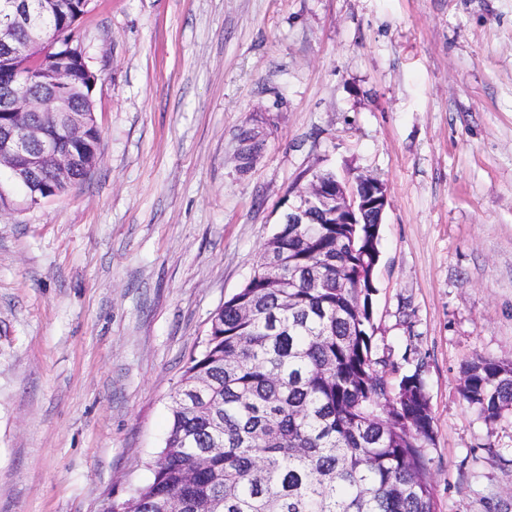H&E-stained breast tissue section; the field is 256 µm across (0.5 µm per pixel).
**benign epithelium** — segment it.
<instances>
[{"label": "benign epithelium", "mask_w": 512, "mask_h": 512, "mask_svg": "<svg viewBox=\"0 0 512 512\" xmlns=\"http://www.w3.org/2000/svg\"><path fill=\"white\" fill-rule=\"evenodd\" d=\"M27 10V0H5L3 13L7 21L0 24V73L16 79L19 70L29 67L31 71L25 80L35 82V89L26 94L11 88L0 93V112L15 116L14 124L0 126V169L11 170L12 186L24 192L28 206L35 207L52 198L54 184L69 179L74 170H93L100 154L87 146L88 131L96 118L88 107L74 104L69 92L70 68L65 65L54 71H42L36 67V56L20 63L18 32L24 26ZM59 45L65 48L61 55L64 61L80 58L86 83L94 87L98 76L86 63L81 43L74 37L66 39L59 35L45 49ZM51 129L64 135L66 149H61L60 140L49 134ZM387 203L386 185L374 176L338 178L328 183L315 173L308 185L297 192L296 201L288 206L283 223L305 224L310 214L317 212L323 224H360L365 211L374 209L382 214Z\"/></svg>", "instance_id": "obj_1"}]
</instances>
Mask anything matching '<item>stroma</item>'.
Returning a JSON list of instances; mask_svg holds the SVG:
<instances>
[{"instance_id":"obj_1","label":"stroma","mask_w":512,"mask_h":512,"mask_svg":"<svg viewBox=\"0 0 512 512\" xmlns=\"http://www.w3.org/2000/svg\"><path fill=\"white\" fill-rule=\"evenodd\" d=\"M101 162L0 212V512L151 476L184 367L313 173L387 185L377 356L419 372L437 512H512V0H92ZM262 144L250 170L243 134ZM462 396L488 423L512 407V363L478 357L463 368Z\"/></svg>"}]
</instances>
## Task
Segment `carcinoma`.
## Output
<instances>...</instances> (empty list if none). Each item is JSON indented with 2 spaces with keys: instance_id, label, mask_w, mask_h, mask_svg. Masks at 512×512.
<instances>
[{
  "instance_id": "cac0c4a2",
  "label": "carcinoma",
  "mask_w": 512,
  "mask_h": 512,
  "mask_svg": "<svg viewBox=\"0 0 512 512\" xmlns=\"http://www.w3.org/2000/svg\"><path fill=\"white\" fill-rule=\"evenodd\" d=\"M31 0V27L71 31L82 0L46 12ZM282 224L263 244L246 284L224 302L173 396L165 446L150 479L112 512L161 504L217 512H437L425 448L433 418L420 374L396 390L374 357L369 275L380 225ZM207 379L204 404L188 392ZM462 396L488 423L512 407V363L478 357L463 368ZM224 435L211 434V415Z\"/></svg>"
}]
</instances>
